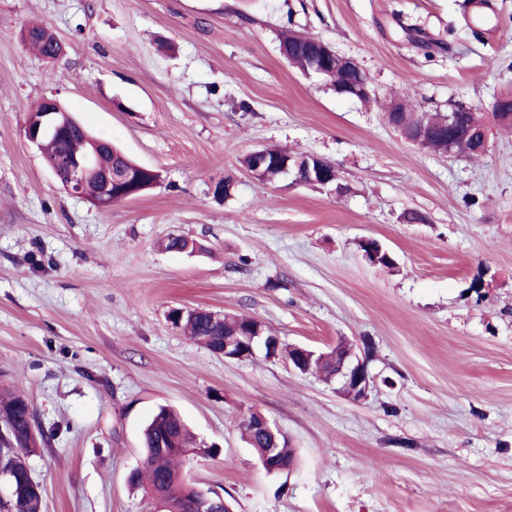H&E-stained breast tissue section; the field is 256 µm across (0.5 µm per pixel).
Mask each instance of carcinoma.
<instances>
[{
	"mask_svg": "<svg viewBox=\"0 0 512 512\" xmlns=\"http://www.w3.org/2000/svg\"><path fill=\"white\" fill-rule=\"evenodd\" d=\"M31 33L28 44L41 55L49 57L55 51V38L39 25L26 27ZM314 38L296 33H282L280 47L290 58V63L304 72L311 71L312 62L308 52ZM456 127L464 132H476L484 128L481 119L466 110L455 113ZM403 120L410 127L426 122L438 126L442 121L439 112L417 113L410 109L403 114ZM78 123H69L65 130H49L41 139V148L46 159L54 160L64 156L82 155L88 150L96 151V163L100 170L114 172L127 165V157L107 140H100L90 133H78ZM169 320L183 328L190 339L209 350H223L224 335L235 333L237 328L252 322L245 316L226 318L213 323L210 313L203 310H190L184 317L178 311L171 310ZM322 380L327 381L336 373L335 353L323 351L319 354L313 368ZM30 403L20 394L0 392V426L7 432V439H0V467L12 473L18 484L28 488L24 502L6 504L0 501L3 512H43V496L40 485L32 484L29 459L45 444L46 437L31 436ZM248 444L254 449L258 458L265 457L269 446L267 437L249 426H244ZM142 466L135 470L129 486L142 492L143 497L153 501L158 494H166L178 505L191 504L198 497L197 489L183 479L178 463L195 454L214 455L215 448H203L185 426L179 415L170 407L161 405L152 414L142 430Z\"/></svg>",
	"mask_w": 512,
	"mask_h": 512,
	"instance_id": "cac0c4a2",
	"label": "carcinoma"
}]
</instances>
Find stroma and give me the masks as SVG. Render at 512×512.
I'll use <instances>...</instances> for the list:
<instances>
[{
  "label": "stroma",
  "instance_id": "obj_1",
  "mask_svg": "<svg viewBox=\"0 0 512 512\" xmlns=\"http://www.w3.org/2000/svg\"><path fill=\"white\" fill-rule=\"evenodd\" d=\"M470 2L0 0V387L58 430L29 460L44 512H150L127 476L165 404L217 450L186 479L233 512H512V128L491 115L512 92V0ZM27 24L63 55L24 45ZM286 28L353 58L375 99L301 74ZM44 98L159 184L109 209L67 192L23 135ZM395 99L473 109L487 153L417 147L385 118ZM264 147L331 162L341 191L259 180L239 160ZM173 235L201 252L164 250ZM175 308L346 341L375 384L353 402L264 351L224 358ZM251 411L295 448L291 471L262 468Z\"/></svg>",
  "mask_w": 512,
  "mask_h": 512
}]
</instances>
